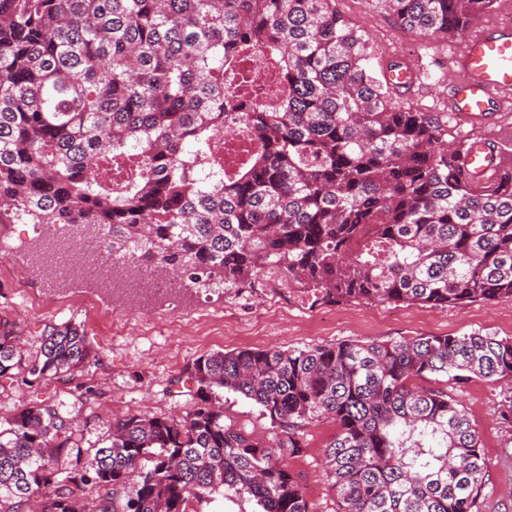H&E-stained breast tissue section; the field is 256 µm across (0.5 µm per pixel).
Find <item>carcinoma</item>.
<instances>
[{
	"mask_svg": "<svg viewBox=\"0 0 512 512\" xmlns=\"http://www.w3.org/2000/svg\"><path fill=\"white\" fill-rule=\"evenodd\" d=\"M374 2L438 40L496 0ZM253 53L285 86L275 107L224 86ZM373 59L336 0H0V224L102 228L112 255L209 288L274 275L323 304L512 300V157L465 179L448 121L400 105ZM246 105L252 138L225 164L212 142ZM89 355L76 327H47L31 356L0 322L1 379ZM187 374L186 415L115 418L99 448L62 401L1 420L0 512H190L221 488L314 512L284 456L321 419L336 512H477L488 464L446 385L512 378V338L215 351ZM225 390L281 437L224 423Z\"/></svg>",
	"mask_w": 512,
	"mask_h": 512,
	"instance_id": "1",
	"label": "carcinoma"
}]
</instances>
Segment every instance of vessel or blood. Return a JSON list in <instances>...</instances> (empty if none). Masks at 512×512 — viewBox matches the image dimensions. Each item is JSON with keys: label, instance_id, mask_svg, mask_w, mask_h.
Instances as JSON below:
<instances>
[{"label": "vessel or blood", "instance_id": "obj_1", "mask_svg": "<svg viewBox=\"0 0 512 512\" xmlns=\"http://www.w3.org/2000/svg\"><path fill=\"white\" fill-rule=\"evenodd\" d=\"M449 73V115L476 122L487 113L512 110V22L495 21L469 29ZM500 156L493 143L471 144L463 171L472 179L495 180Z\"/></svg>", "mask_w": 512, "mask_h": 512}]
</instances>
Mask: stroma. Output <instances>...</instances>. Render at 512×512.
Masks as SVG:
<instances>
[{
  "label": "stroma",
  "mask_w": 512,
  "mask_h": 512,
  "mask_svg": "<svg viewBox=\"0 0 512 512\" xmlns=\"http://www.w3.org/2000/svg\"><path fill=\"white\" fill-rule=\"evenodd\" d=\"M336 7L357 28L369 32L380 63L401 60L400 44L414 47L421 66L412 106L423 112L444 108L448 61L459 40H429L394 24L372 0L350 11ZM456 141L479 138L497 143L512 156V111L471 123L449 120ZM31 236L25 224L8 225L0 237V319L14 323L28 354L40 350L48 325H76L88 337L92 355L80 368L47 380L0 382V418L26 407L64 401L80 417L82 445L100 447L113 418L129 413L183 415L191 407L184 391L187 367L215 350L293 349L343 340L386 341L428 334L457 336L483 331L512 337V300L480 301L445 309L422 305L315 303L300 288L281 286L276 301L250 298L231 289L188 284L177 299L138 303L105 295L95 279L60 285L44 279L25 262ZM474 423L488 462L489 481L479 512H512V425L500 412L512 403V378L473 380L451 388ZM224 421L273 438L275 429L253 401L228 392ZM336 433L328 420L304 430L303 447L285 462L315 512H336V492L325 472L324 451Z\"/></svg>",
  "instance_id": "35a3bbf8"
}]
</instances>
